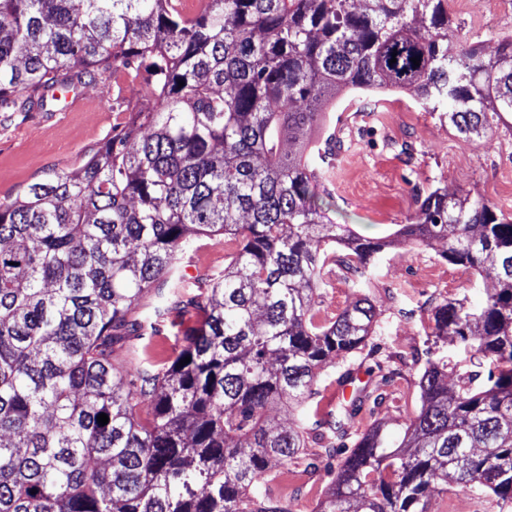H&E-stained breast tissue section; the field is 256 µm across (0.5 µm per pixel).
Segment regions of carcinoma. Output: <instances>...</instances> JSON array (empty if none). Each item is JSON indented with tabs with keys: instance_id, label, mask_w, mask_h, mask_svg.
Here are the masks:
<instances>
[{
	"instance_id": "obj_1",
	"label": "carcinoma",
	"mask_w": 512,
	"mask_h": 512,
	"mask_svg": "<svg viewBox=\"0 0 512 512\" xmlns=\"http://www.w3.org/2000/svg\"><path fill=\"white\" fill-rule=\"evenodd\" d=\"M116 66L145 73L147 108L0 203V512H291L270 465L299 463L303 419L274 427L268 410L376 333L368 298L314 308L336 245L363 271L388 246L324 222L325 113L348 92L407 91L478 137L488 113L512 116V36L486 54L447 0H207L194 17L181 0H0V112H52L53 90ZM419 209L396 238L495 272L480 305L433 312L432 335L479 354L487 386L450 389L427 360L401 437L353 432L390 377L355 390L325 419L349 452L317 512H428L453 484L512 512V220L439 188ZM199 237L234 252L187 286ZM151 292L155 320L132 316ZM173 312L198 326L163 367L114 363Z\"/></svg>"
}]
</instances>
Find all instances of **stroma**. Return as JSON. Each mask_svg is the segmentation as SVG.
<instances>
[{
	"mask_svg": "<svg viewBox=\"0 0 512 512\" xmlns=\"http://www.w3.org/2000/svg\"><path fill=\"white\" fill-rule=\"evenodd\" d=\"M448 12L462 36L485 51H494L501 36L512 34V0H448ZM81 93L92 111L31 112L0 123V202L14 198L24 184L46 171L76 169L89 150L146 106L140 85L121 88L113 77L96 78ZM319 144L325 151V215L358 235L383 238L396 225L414 222L418 196L437 187L462 198L483 197L512 218V124L490 121L482 137L468 139L407 94L348 95L330 112ZM490 284L486 275L415 245L385 249L364 275L342 265L333 269L317 300L320 312L333 315L369 297L382 328L371 342L394 354L387 362L393 379L383 389L384 400L374 412L359 415L355 433L377 422L385 423L389 432L402 431L420 409L418 380L427 358L447 360L452 382L462 374L485 372V365L459 343L434 340L432 314L449 299L479 304ZM193 324L190 316L170 315L159 335L129 339L117 350L116 360L133 364L142 348L153 357H167ZM380 362L381 354L364 352L328 367L307 409L325 412L335 407L343 398L340 374L351 369L365 381ZM325 433L319 417H310L302 453L313 459V466L274 468L275 492L288 497L293 512H316L331 484ZM430 512L499 509L488 494L455 485L432 496Z\"/></svg>",
	"mask_w": 512,
	"mask_h": 512,
	"instance_id": "1",
	"label": "stroma"
}]
</instances>
